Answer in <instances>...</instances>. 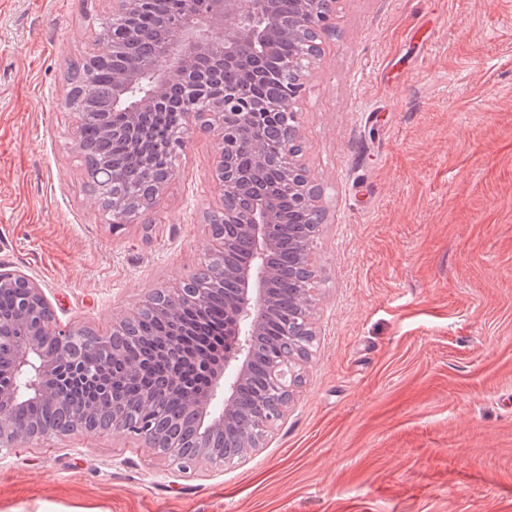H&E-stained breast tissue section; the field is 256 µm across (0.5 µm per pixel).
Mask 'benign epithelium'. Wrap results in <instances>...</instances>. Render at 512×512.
<instances>
[{"mask_svg": "<svg viewBox=\"0 0 512 512\" xmlns=\"http://www.w3.org/2000/svg\"><path fill=\"white\" fill-rule=\"evenodd\" d=\"M183 3V18L174 28V38L165 48L159 65L146 69L123 57V47L140 39L137 17L149 9L151 0H112V16L122 19L121 29L107 40L99 39L92 58L112 57V112L125 117L126 133L130 139H139L141 116L174 108L182 109L186 119L192 117L206 121V126L218 133L219 153L214 177L220 190L221 207L215 215L220 217V222L237 227L248 249L247 257L230 269L211 265L222 256L225 246L219 227L209 225L213 248L205 254L202 263L201 271L206 273L203 287L191 294L185 288L187 282L183 281L167 289L168 293L180 296V301L169 306H155L156 311L167 316L178 315L179 306H196L202 310L203 297L209 292L207 286L225 279L236 284L235 296L225 303L228 316L235 324L236 335L243 337L237 353L224 358L218 366L206 359L200 362L202 371L209 376V382L203 388H188L180 380H174L173 389L187 401L195 416V453L189 458L188 465L180 468L181 472L187 473L201 460L212 467H222L235 461H247L257 451L256 446L246 443L233 455L224 457L209 444V437L223 428L237 411L238 388L250 373L251 340L260 333L272 308L270 255L276 246L278 219L272 208L255 205L245 214L237 210L236 195L248 188V176L233 170L232 160L226 152L230 137L240 132L243 135L242 146L256 160H263L261 132L253 125V114L293 116V123L283 125L280 130L285 141L282 185L289 195L296 197L298 204L316 212L320 208L317 191L310 185L300 153L293 149L295 141L300 138L298 94L293 92L281 98L257 102L238 89L226 88L215 95L204 80V71L209 65L208 50L212 45L211 31L215 28L224 29L226 66L241 63L248 53L258 54L274 47L280 34L275 0H183ZM296 3L295 22L290 34L302 44L311 46V58L314 59L321 52L317 43L319 33L332 28L333 0H296ZM167 183L166 178L153 181L138 204L113 202V215L123 223L131 222L156 206ZM0 288H18L22 298V303L8 321L0 318V342L12 345L17 371L31 368L37 378L26 393L20 392L12 382L0 383V447L8 449L17 443L41 441L52 435L97 433V430L87 429L81 424L86 409L70 405L68 393L76 384L94 390L104 387L108 369L122 356L119 337L131 333L137 313L114 319L109 333H96L93 351L98 353L100 363L92 370L82 362L85 338L79 335L80 328H62L55 325V321L43 318L42 311L51 309V305L43 288L34 279L20 272L0 273ZM310 295L311 291L306 288L299 291L297 304L300 314L288 319V335H316L310 314ZM49 340L56 343L55 351L50 354L44 348V343ZM301 362V358L290 355L287 360L272 365V380L285 392V398L273 412L259 406L258 420L264 432L273 430L288 412L295 389L300 384L298 366ZM30 402H46L61 408L65 412V427L33 435L29 429L17 425L11 417V409ZM106 430L143 438L154 448L160 440L152 422L133 430L126 418L118 414L112 415Z\"/></svg>", "mask_w": 512, "mask_h": 512, "instance_id": "1", "label": "benign epithelium"}]
</instances>
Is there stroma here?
<instances>
[{
	"label": "stroma",
	"mask_w": 512,
	"mask_h": 512,
	"mask_svg": "<svg viewBox=\"0 0 512 512\" xmlns=\"http://www.w3.org/2000/svg\"><path fill=\"white\" fill-rule=\"evenodd\" d=\"M110 0H0V266L101 332L196 273L219 202L189 134L112 228L64 104ZM300 98L327 221L317 338L249 462L185 474L113 431L0 454V512H512V0H336Z\"/></svg>",
	"instance_id": "obj_1"
}]
</instances>
